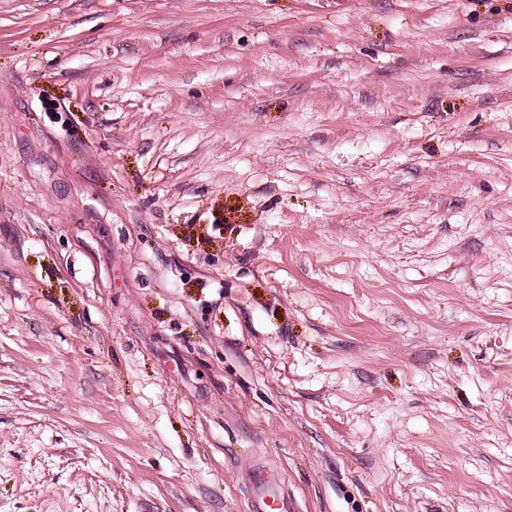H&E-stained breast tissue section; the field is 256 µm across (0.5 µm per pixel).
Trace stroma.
Here are the masks:
<instances>
[{
	"instance_id": "obj_1",
	"label": "stroma",
	"mask_w": 512,
	"mask_h": 512,
	"mask_svg": "<svg viewBox=\"0 0 512 512\" xmlns=\"http://www.w3.org/2000/svg\"><path fill=\"white\" fill-rule=\"evenodd\" d=\"M512 512V0H0V512ZM248 488L249 512H294L288 486L270 479L267 467L256 463L243 474Z\"/></svg>"
}]
</instances>
